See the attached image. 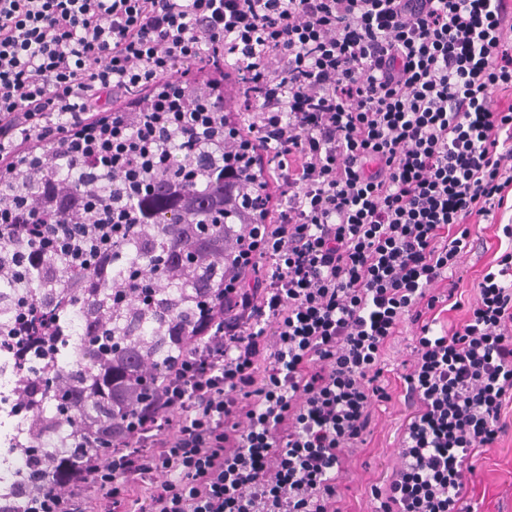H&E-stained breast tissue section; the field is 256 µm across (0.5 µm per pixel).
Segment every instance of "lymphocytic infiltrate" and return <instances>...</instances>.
<instances>
[{
  "label": "lymphocytic infiltrate",
  "mask_w": 512,
  "mask_h": 512,
  "mask_svg": "<svg viewBox=\"0 0 512 512\" xmlns=\"http://www.w3.org/2000/svg\"><path fill=\"white\" fill-rule=\"evenodd\" d=\"M510 28L512 0H0V351L16 398L52 386L66 308L150 297L143 266H112L155 195L190 215L238 200L233 155L207 133L224 93L192 94L182 63L233 83V129L278 199L233 267L194 236L195 263L228 271L216 315L173 329L153 396L129 354L97 363L112 451L63 464L30 512H346L336 472L387 396L381 356L407 320L406 467L383 512H472L464 471L512 398V252L463 324L434 336L422 318L443 302L433 282L454 295L469 225L512 190ZM166 132L180 161L155 147ZM203 165L201 196L186 176ZM20 171L31 189L12 185ZM111 176L126 205L102 190Z\"/></svg>",
  "instance_id": "1"
}]
</instances>
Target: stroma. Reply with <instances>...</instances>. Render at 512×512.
Returning <instances> with one entry per match:
<instances>
[{
  "instance_id": "obj_1",
  "label": "stroma",
  "mask_w": 512,
  "mask_h": 512,
  "mask_svg": "<svg viewBox=\"0 0 512 512\" xmlns=\"http://www.w3.org/2000/svg\"><path fill=\"white\" fill-rule=\"evenodd\" d=\"M512 226V192L508 193L495 219L469 227L474 245L459 253L456 273L459 277L456 298L459 309L436 313L432 335L447 330L449 323L462 322L470 309L481 302L479 285L486 273L496 271V260L512 251V238L503 233ZM414 325H405L401 336L385 348L380 381L389 399L372 406L370 432L363 445L349 452L336 482L345 493L350 512H380V492L385 491L403 460L397 450V437L409 415L401 395L403 377L415 361ZM501 418L507 431L494 448L473 459V471L467 474L464 493L474 512H512V398L505 400Z\"/></svg>"
}]
</instances>
